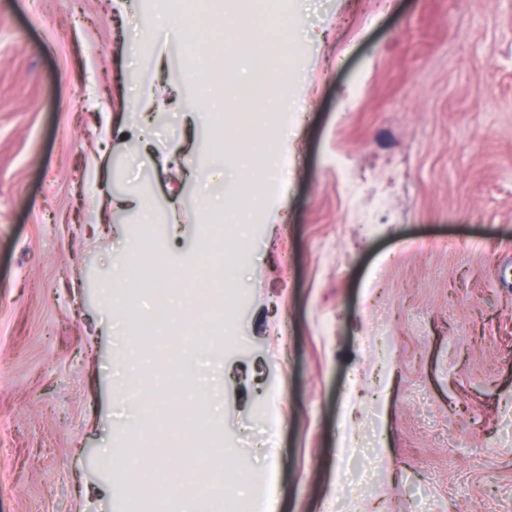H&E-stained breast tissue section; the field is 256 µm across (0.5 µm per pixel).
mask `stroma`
<instances>
[{"instance_id": "1", "label": "stroma", "mask_w": 512, "mask_h": 512, "mask_svg": "<svg viewBox=\"0 0 512 512\" xmlns=\"http://www.w3.org/2000/svg\"><path fill=\"white\" fill-rule=\"evenodd\" d=\"M177 5L0 0V512H142L106 450L212 482L180 448L215 427L223 497L264 478V512H512V0H277L267 31L213 0L208 85L244 39L292 101L257 137L256 103L202 107ZM218 224L242 295L219 342L186 311L138 346L159 272L179 293Z\"/></svg>"}]
</instances>
